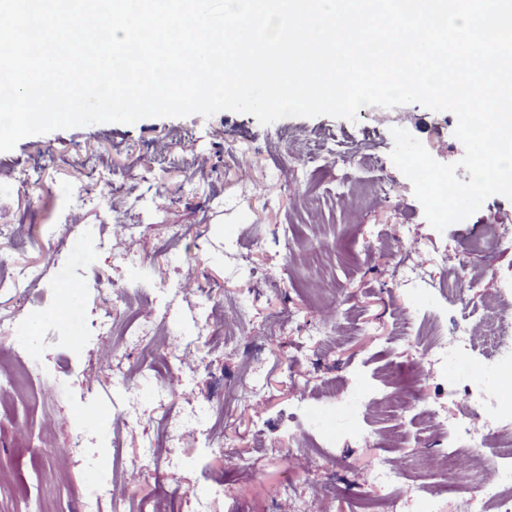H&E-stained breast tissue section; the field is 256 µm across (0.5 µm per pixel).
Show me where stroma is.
<instances>
[{
  "instance_id": "stroma-1",
  "label": "stroma",
  "mask_w": 512,
  "mask_h": 512,
  "mask_svg": "<svg viewBox=\"0 0 512 512\" xmlns=\"http://www.w3.org/2000/svg\"><path fill=\"white\" fill-rule=\"evenodd\" d=\"M456 124L418 103L268 125L222 111L55 130L0 152V373L21 359L29 376L0 394V512H113L92 497L106 480L124 512H361L365 497L375 512H422L416 487L436 512H482L480 491H449L424 466L469 457L447 432L472 414L470 364L417 370L424 332L467 322L512 337V251L470 247L485 225H512V200L491 196L437 231L390 158L400 127L458 166ZM280 129L366 137L376 160L343 149L314 178ZM366 185L391 195L346 210ZM129 224L141 227L133 242ZM399 237L410 253L387 251ZM458 263L472 283L462 304L446 292ZM196 269L206 294L180 287ZM496 339L469 352L492 386ZM165 352L178 356L171 371L146 368ZM100 410L108 418L86 424ZM216 483L223 498H208Z\"/></svg>"
}]
</instances>
